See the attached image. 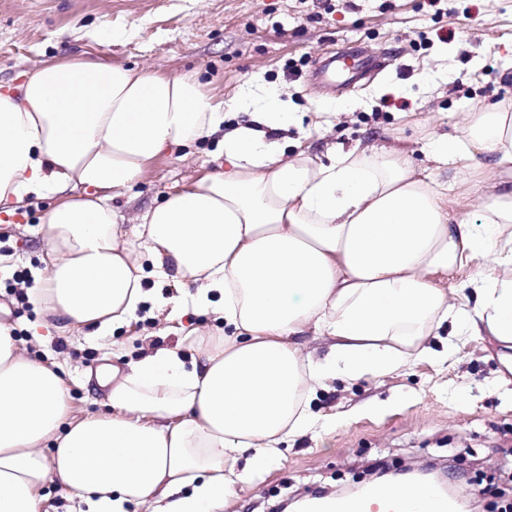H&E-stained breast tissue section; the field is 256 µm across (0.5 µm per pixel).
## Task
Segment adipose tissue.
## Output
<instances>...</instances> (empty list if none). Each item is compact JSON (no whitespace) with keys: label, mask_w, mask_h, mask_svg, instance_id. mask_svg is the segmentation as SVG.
<instances>
[{"label":"adipose tissue","mask_w":512,"mask_h":512,"mask_svg":"<svg viewBox=\"0 0 512 512\" xmlns=\"http://www.w3.org/2000/svg\"><path fill=\"white\" fill-rule=\"evenodd\" d=\"M22 77L0 84V206L11 217L50 202L39 218L49 275L29 291L45 327L109 335L163 307L144 286L153 278L192 287L179 312L232 333L189 362L159 349L100 365L108 410L77 417L57 365L0 323V512H39L51 481L89 512H224L237 482L319 424L315 387L447 361L466 336L494 340L512 372V102L428 136L436 161L488 182L475 222L470 186L448 193L406 148L287 155L297 117L276 91L242 93L247 119L229 128L194 72L72 57ZM215 135L218 169L126 224L116 199ZM487 256L472 282H455ZM239 459L243 473L227 469Z\"/></svg>","instance_id":"ef3b65f1"}]
</instances>
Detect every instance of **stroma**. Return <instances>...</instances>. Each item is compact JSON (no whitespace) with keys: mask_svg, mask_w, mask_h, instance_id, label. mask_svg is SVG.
Returning a JSON list of instances; mask_svg holds the SVG:
<instances>
[{"mask_svg":"<svg viewBox=\"0 0 512 512\" xmlns=\"http://www.w3.org/2000/svg\"><path fill=\"white\" fill-rule=\"evenodd\" d=\"M387 68L348 86L317 89L310 76L286 78L288 60L317 66L360 49ZM97 56L176 75L199 72L231 121L243 89H274L301 117L287 154L307 134L317 154L332 145L409 148L428 166L425 136L453 132L481 103L512 100V0H0V83L51 58ZM207 142L156 161L132 193L126 216L215 169ZM45 208L0 223V321L15 325L30 354L62 366L77 414L105 411L85 377L105 357L117 365L169 348L196 355L223 336V321L189 313L168 321L141 315L109 336L71 333L37 344L41 318L5 288L14 272L40 265L41 238L27 234ZM199 329L201 340L184 336ZM490 340L463 338L448 363L420 360L404 371L317 388L311 410L323 421L280 447L248 481L235 484L224 512H275L289 498L368 482L380 463L393 469L449 464L481 512H512V373L502 372Z\"/></svg>","mask_w":512,"mask_h":512,"instance_id":"35a3bbf8","label":"stroma"}]
</instances>
